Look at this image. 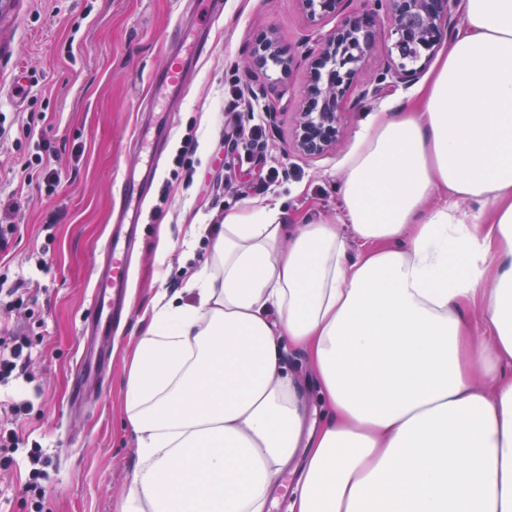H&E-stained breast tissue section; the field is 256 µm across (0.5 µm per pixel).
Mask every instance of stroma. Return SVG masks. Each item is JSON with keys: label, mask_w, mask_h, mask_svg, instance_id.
<instances>
[{"label": "stroma", "mask_w": 512, "mask_h": 512, "mask_svg": "<svg viewBox=\"0 0 512 512\" xmlns=\"http://www.w3.org/2000/svg\"><path fill=\"white\" fill-rule=\"evenodd\" d=\"M0 12V224H17L6 273L26 278L25 317L0 310V332L22 325L31 344L27 410L11 421L22 444L15 465L0 467V512H33L27 453L41 445L48 477L40 512H118L132 488L137 439L125 423L122 354L149 323L160 292H182L208 258L211 230L230 207L285 200L290 213L335 220L336 181L373 100L346 109L332 152L292 148L296 114L310 79L308 56L340 22L310 23L297 0H224L211 24L188 0H12ZM209 33L212 51L192 68L176 112L153 97L185 20ZM296 55L289 75L276 68L245 75L244 61L266 35ZM169 113L170 132L156 170L169 201L142 212L140 254L131 270L124 319L113 330L103 383L74 396L79 334L119 189L147 159L138 129ZM265 126V148L225 140L232 122ZM198 141L190 180L173 178L171 159L185 134ZM60 175L54 192L25 181L22 166L39 141Z\"/></svg>", "instance_id": "1"}]
</instances>
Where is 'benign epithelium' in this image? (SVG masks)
I'll use <instances>...</instances> for the list:
<instances>
[{
	"label": "benign epithelium",
	"mask_w": 512,
	"mask_h": 512,
	"mask_svg": "<svg viewBox=\"0 0 512 512\" xmlns=\"http://www.w3.org/2000/svg\"><path fill=\"white\" fill-rule=\"evenodd\" d=\"M312 23L327 14L341 13L345 0H298ZM450 0H366L359 15L348 16L325 36L312 52L311 80L299 112L296 146L306 155H321L337 146L342 135L341 116L348 103L367 99L406 86L419 78L436 48L452 35ZM391 20L386 47L387 65L377 84L350 100L356 76L375 42L379 15ZM294 57L285 55L276 39L257 43L247 72L272 66L281 74L291 70Z\"/></svg>",
	"instance_id": "7a95c632"
}]
</instances>
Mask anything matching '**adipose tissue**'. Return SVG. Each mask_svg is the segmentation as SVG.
Wrapping results in <instances>:
<instances>
[{"instance_id": "adipose-tissue-1", "label": "adipose tissue", "mask_w": 512, "mask_h": 512, "mask_svg": "<svg viewBox=\"0 0 512 512\" xmlns=\"http://www.w3.org/2000/svg\"><path fill=\"white\" fill-rule=\"evenodd\" d=\"M461 9L358 131L335 221L225 210L193 302L159 294L120 512H268L288 470L289 512H512V0Z\"/></svg>"}]
</instances>
